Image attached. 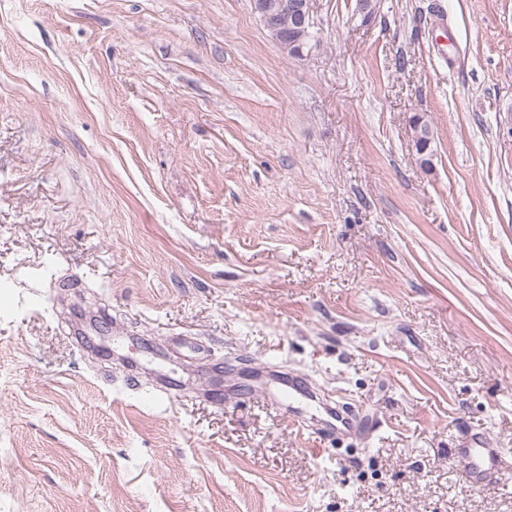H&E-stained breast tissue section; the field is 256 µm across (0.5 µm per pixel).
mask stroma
Here are the masks:
<instances>
[{
  "instance_id": "obj_1",
  "label": "stroma",
  "mask_w": 512,
  "mask_h": 512,
  "mask_svg": "<svg viewBox=\"0 0 512 512\" xmlns=\"http://www.w3.org/2000/svg\"><path fill=\"white\" fill-rule=\"evenodd\" d=\"M312 8L0 0V512H512V0ZM253 7L271 37L281 48L295 57H302L307 43H288V29H301L312 36L314 26L312 0H253ZM286 388L281 389L279 396L274 395L273 405L279 406L280 410L288 411V420L298 430H305V420L302 408L294 405L296 395H305L303 389L298 385V380L293 373L288 374V381L284 384ZM288 401V404L286 402ZM454 451L471 483L491 482L507 467L501 449L493 448L491 442L485 437H472L464 443L462 448H455Z\"/></svg>"
}]
</instances>
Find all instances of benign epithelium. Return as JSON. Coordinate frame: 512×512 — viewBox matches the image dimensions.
Returning a JSON list of instances; mask_svg holds the SVG:
<instances>
[{
    "label": "benign epithelium",
    "mask_w": 512,
    "mask_h": 512,
    "mask_svg": "<svg viewBox=\"0 0 512 512\" xmlns=\"http://www.w3.org/2000/svg\"><path fill=\"white\" fill-rule=\"evenodd\" d=\"M253 7L271 37L280 41L283 50L296 57L304 55L307 44L288 42V30L300 29L305 36L312 35V0H253Z\"/></svg>",
    "instance_id": "obj_1"
}]
</instances>
